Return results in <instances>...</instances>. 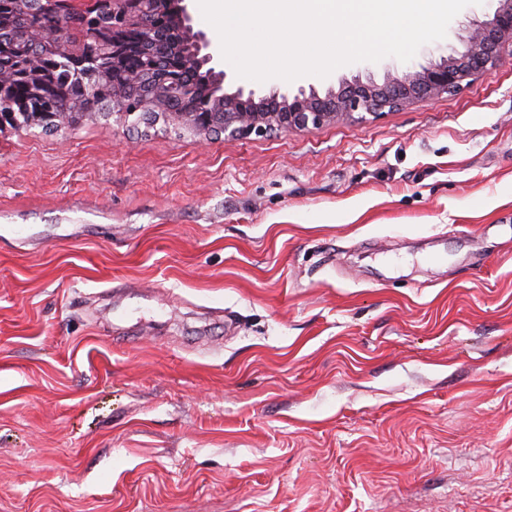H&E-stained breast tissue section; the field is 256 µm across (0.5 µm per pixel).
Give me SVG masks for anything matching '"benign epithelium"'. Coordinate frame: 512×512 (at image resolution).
Wrapping results in <instances>:
<instances>
[{
  "label": "benign epithelium",
  "mask_w": 512,
  "mask_h": 512,
  "mask_svg": "<svg viewBox=\"0 0 512 512\" xmlns=\"http://www.w3.org/2000/svg\"><path fill=\"white\" fill-rule=\"evenodd\" d=\"M192 0H177L172 13V26L188 43V51L179 53L164 42L161 25L149 16L145 0H97L94 8L110 10L122 20L112 25V60L119 65L129 51L127 32L138 29L152 43L151 64L128 75L123 86L112 87V97L125 96L133 90L149 87L140 109L147 118L164 120L182 135L208 137L209 125H194L184 102L195 91L186 77L194 70L206 71V95L213 111L224 113V136L240 138L264 135L271 131L305 129L334 123L356 114L381 115L414 100L451 95L470 83L481 72L497 66L506 56L512 57V0H498L493 14L471 23L466 48L457 55L412 66L400 76L387 75L382 82L353 79L339 87L319 92L314 87H301L292 92L286 87L272 86L263 92L238 87L225 89L227 74L219 48L205 32L192 25ZM27 0H7L6 16L19 21L24 18ZM63 53L77 66H82L79 50L66 42L55 29H41L20 43L18 55H0V109L8 105L4 91L24 76L37 83L36 96L53 101L54 88L43 83L54 55ZM180 87V101L174 100L173 88Z\"/></svg>",
  "instance_id": "1"
}]
</instances>
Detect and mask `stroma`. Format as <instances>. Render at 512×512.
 I'll return each mask as SVG.
<instances>
[{"label": "stroma", "mask_w": 512, "mask_h": 512, "mask_svg": "<svg viewBox=\"0 0 512 512\" xmlns=\"http://www.w3.org/2000/svg\"><path fill=\"white\" fill-rule=\"evenodd\" d=\"M0 512H512V58L362 122L0 134Z\"/></svg>", "instance_id": "1"}]
</instances>
